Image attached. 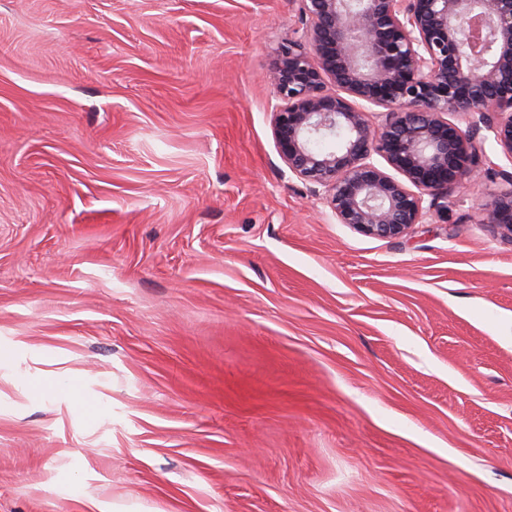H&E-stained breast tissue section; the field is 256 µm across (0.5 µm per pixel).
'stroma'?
Segmentation results:
<instances>
[{
  "instance_id": "35a3bbf8",
  "label": "stroma",
  "mask_w": 512,
  "mask_h": 512,
  "mask_svg": "<svg viewBox=\"0 0 512 512\" xmlns=\"http://www.w3.org/2000/svg\"><path fill=\"white\" fill-rule=\"evenodd\" d=\"M307 24L0 0V512H512V164L337 223L272 133ZM501 181L499 190L483 205L482 221L512 241V171L502 169Z\"/></svg>"
}]
</instances>
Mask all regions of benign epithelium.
<instances>
[{
	"mask_svg": "<svg viewBox=\"0 0 512 512\" xmlns=\"http://www.w3.org/2000/svg\"><path fill=\"white\" fill-rule=\"evenodd\" d=\"M303 2L309 26L269 70L273 135L338 223L397 240L448 211L451 192L482 180L483 131L512 164V0ZM483 214L512 240V171Z\"/></svg>",
	"mask_w": 512,
	"mask_h": 512,
	"instance_id": "obj_1",
	"label": "benign epithelium"
}]
</instances>
